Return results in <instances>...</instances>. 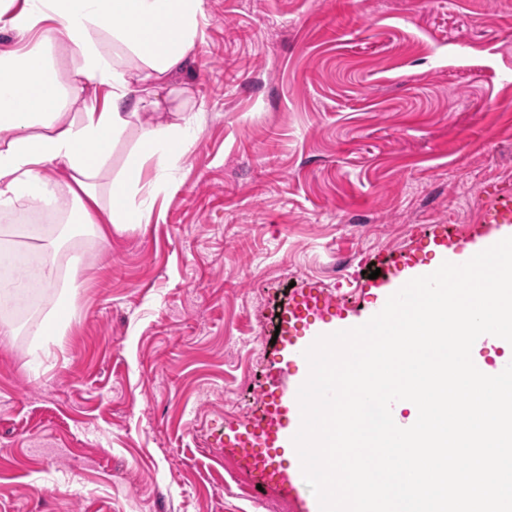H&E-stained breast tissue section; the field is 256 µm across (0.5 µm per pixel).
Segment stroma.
I'll return each instance as SVG.
<instances>
[{
    "label": "stroma",
    "instance_id": "obj_1",
    "mask_svg": "<svg viewBox=\"0 0 512 512\" xmlns=\"http://www.w3.org/2000/svg\"><path fill=\"white\" fill-rule=\"evenodd\" d=\"M168 120L198 136L146 223L101 240L32 209L0 243L81 259L0 314V512H253L219 450L272 391L276 316L369 265L438 264L489 193L512 189V0H206ZM42 226L38 237L26 228Z\"/></svg>",
    "mask_w": 512,
    "mask_h": 512
}]
</instances>
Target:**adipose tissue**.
I'll return each instance as SVG.
<instances>
[{"label": "adipose tissue", "mask_w": 512, "mask_h": 512, "mask_svg": "<svg viewBox=\"0 0 512 512\" xmlns=\"http://www.w3.org/2000/svg\"><path fill=\"white\" fill-rule=\"evenodd\" d=\"M204 0H0V211L46 205L69 194V223L99 238L146 220L168 176L197 138L191 122L160 119L100 196L97 179L132 118L163 112L170 78L188 62L204 18ZM68 41L72 82L103 91L78 119H67L65 85L52 39ZM156 174L144 182L145 164Z\"/></svg>", "instance_id": "ef3b65f1"}]
</instances>
